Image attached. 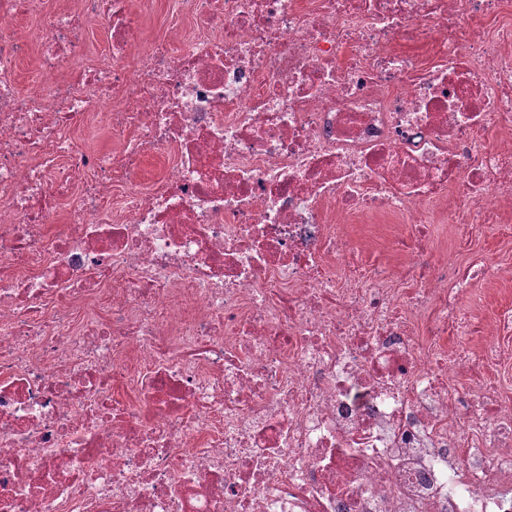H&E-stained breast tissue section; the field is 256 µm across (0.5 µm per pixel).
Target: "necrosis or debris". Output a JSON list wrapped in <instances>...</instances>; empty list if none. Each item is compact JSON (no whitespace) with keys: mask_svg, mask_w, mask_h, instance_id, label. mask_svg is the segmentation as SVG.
Returning a JSON list of instances; mask_svg holds the SVG:
<instances>
[{"mask_svg":"<svg viewBox=\"0 0 512 512\" xmlns=\"http://www.w3.org/2000/svg\"><path fill=\"white\" fill-rule=\"evenodd\" d=\"M149 5L0 0V512H512V0ZM172 11L173 0H154L153 10L142 25V40L144 42L149 43L163 38L173 24H177L184 31L192 29L193 22L189 17H177L172 14ZM107 41V33L104 26L98 20L89 21L82 53L75 57L73 63L91 66L103 58ZM398 224L401 223H387V224H375L378 225L375 228L368 225L374 224H356L357 231L366 239L370 240L374 245L379 246L383 242L393 236L398 231ZM477 251L492 254L501 261L512 262V242L500 239L494 229H488L476 245ZM482 299L479 306L487 317H493L498 312L510 307L512 309V285H501L485 297L482 290L477 292V299Z\"/></svg>","mask_w":512,"mask_h":512,"instance_id":"necrosis-or-debris-1","label":"necrosis or debris"}]
</instances>
